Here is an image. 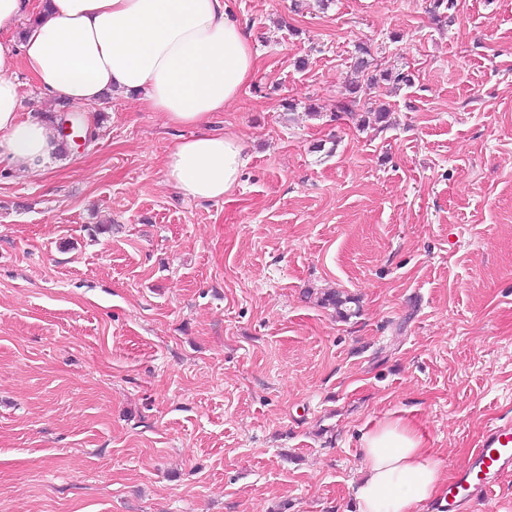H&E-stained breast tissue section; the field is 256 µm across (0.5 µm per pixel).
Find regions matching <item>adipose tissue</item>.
Returning a JSON list of instances; mask_svg holds the SVG:
<instances>
[{"label": "adipose tissue", "mask_w": 512, "mask_h": 512, "mask_svg": "<svg viewBox=\"0 0 512 512\" xmlns=\"http://www.w3.org/2000/svg\"><path fill=\"white\" fill-rule=\"evenodd\" d=\"M18 62L45 93L70 104L136 93L168 124L193 128L164 158L184 196L223 199L249 163L238 136L208 128L257 63L229 0H48L23 41L0 39V164L29 175L58 152L60 138L41 117H21L11 74ZM361 454L355 512H424L437 498L441 470L412 423H378L363 434Z\"/></svg>", "instance_id": "ef3b65f1"}]
</instances>
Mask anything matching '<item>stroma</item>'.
I'll use <instances>...</instances> for the list:
<instances>
[{
  "mask_svg": "<svg viewBox=\"0 0 512 512\" xmlns=\"http://www.w3.org/2000/svg\"><path fill=\"white\" fill-rule=\"evenodd\" d=\"M232 7L258 66L211 120L250 155L220 201L166 180L192 128L13 68L22 115L94 138L0 168V512H352L379 422L447 479L512 423V0ZM360 45L413 75L384 123L336 110Z\"/></svg>",
  "mask_w": 512,
  "mask_h": 512,
  "instance_id": "obj_1",
  "label": "stroma"
}]
</instances>
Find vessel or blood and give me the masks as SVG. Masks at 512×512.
<instances>
[{
  "mask_svg": "<svg viewBox=\"0 0 512 512\" xmlns=\"http://www.w3.org/2000/svg\"><path fill=\"white\" fill-rule=\"evenodd\" d=\"M511 470L512 424L489 429L444 491V512H459L461 505L475 497L491 495L499 478Z\"/></svg>",
  "mask_w": 512,
  "mask_h": 512,
  "instance_id": "1",
  "label": "vessel or blood"
}]
</instances>
